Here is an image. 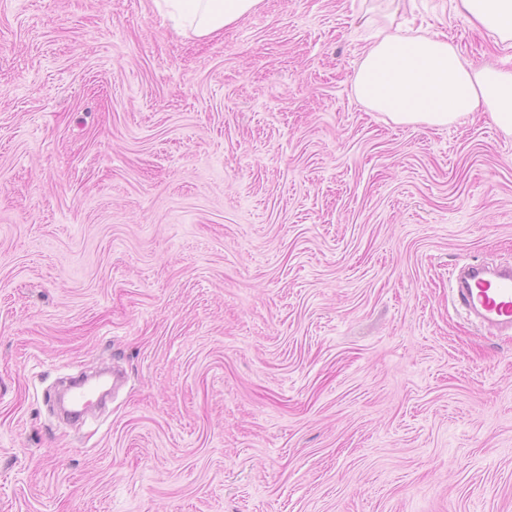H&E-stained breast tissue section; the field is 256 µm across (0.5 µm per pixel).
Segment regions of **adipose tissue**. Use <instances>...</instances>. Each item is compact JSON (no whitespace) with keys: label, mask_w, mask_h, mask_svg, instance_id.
I'll use <instances>...</instances> for the list:
<instances>
[{"label":"adipose tissue","mask_w":512,"mask_h":512,"mask_svg":"<svg viewBox=\"0 0 512 512\" xmlns=\"http://www.w3.org/2000/svg\"><path fill=\"white\" fill-rule=\"evenodd\" d=\"M172 26L197 37L219 34L262 0H157ZM455 12L512 50V0H452ZM357 99L397 124L447 126L476 110L512 135V69L470 65L444 33L405 34L383 26L355 71Z\"/></svg>","instance_id":"1"}]
</instances>
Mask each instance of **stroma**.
Returning <instances> with one entry per match:
<instances>
[{"mask_svg": "<svg viewBox=\"0 0 512 512\" xmlns=\"http://www.w3.org/2000/svg\"><path fill=\"white\" fill-rule=\"evenodd\" d=\"M384 0H0V512H512V136L351 81ZM478 65L450 0H402ZM123 383L76 428L59 377ZM263 0H156L172 26L209 37L257 10ZM458 299L481 322L492 328H512V270H492L483 265L467 269L464 285L456 289Z\"/></svg>", "mask_w": 512, "mask_h": 512, "instance_id": "1", "label": "stroma"}]
</instances>
